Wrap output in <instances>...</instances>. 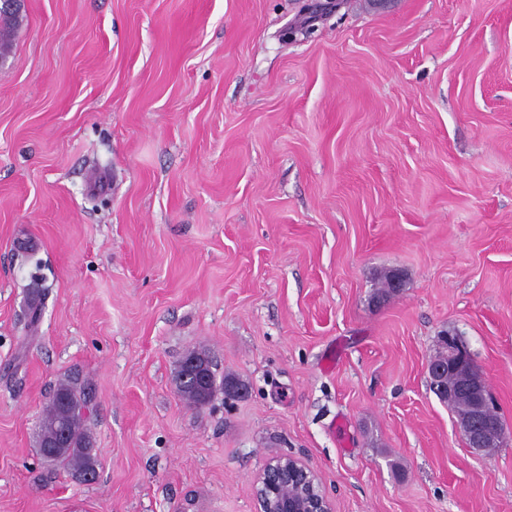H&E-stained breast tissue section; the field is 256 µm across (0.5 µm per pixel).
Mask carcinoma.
I'll list each match as a JSON object with an SVG mask.
<instances>
[{"label":"carcinoma","mask_w":512,"mask_h":512,"mask_svg":"<svg viewBox=\"0 0 512 512\" xmlns=\"http://www.w3.org/2000/svg\"><path fill=\"white\" fill-rule=\"evenodd\" d=\"M17 22L18 15L15 13L0 11V50L9 46ZM192 360L197 361L198 366L204 367L209 375H215L212 358L202 351H191L179 364L176 387L189 403L204 405L207 403L206 389L187 378L186 363ZM87 404L89 399L84 391L70 383L58 385L45 409L38 440L40 455L59 464L76 478L88 471H96L100 466L98 453L85 428V417L82 414V409ZM61 426L66 431L67 445L64 448H55L53 443Z\"/></svg>","instance_id":"1"}]
</instances>
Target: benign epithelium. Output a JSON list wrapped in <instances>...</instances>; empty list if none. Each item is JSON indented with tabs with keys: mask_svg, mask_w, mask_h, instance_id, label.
<instances>
[{
	"mask_svg": "<svg viewBox=\"0 0 512 512\" xmlns=\"http://www.w3.org/2000/svg\"><path fill=\"white\" fill-rule=\"evenodd\" d=\"M342 0H315L303 7V27L340 8ZM445 361L427 364L430 383L450 400L463 391L469 404L456 417L457 427L471 448H502L512 433L505 421L488 417L492 404L487 380L473 355L455 336H443ZM257 512H334L316 475L302 462L282 456L270 462L255 487Z\"/></svg>",
	"mask_w": 512,
	"mask_h": 512,
	"instance_id": "1",
	"label": "benign epithelium"
}]
</instances>
